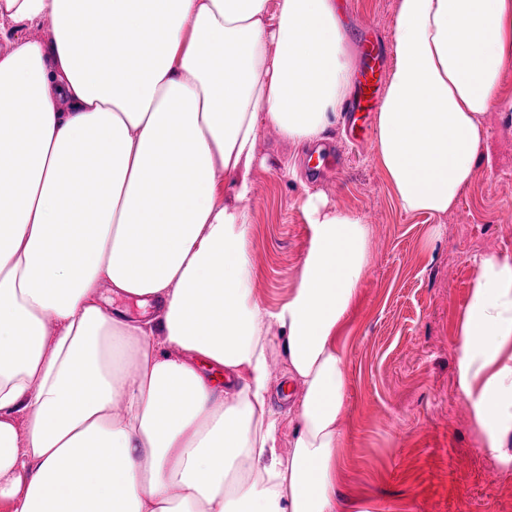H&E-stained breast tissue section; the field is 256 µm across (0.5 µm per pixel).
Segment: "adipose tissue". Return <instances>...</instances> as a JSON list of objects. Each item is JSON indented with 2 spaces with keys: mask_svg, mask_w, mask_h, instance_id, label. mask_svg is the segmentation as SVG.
I'll use <instances>...</instances> for the list:
<instances>
[{
  "mask_svg": "<svg viewBox=\"0 0 512 512\" xmlns=\"http://www.w3.org/2000/svg\"><path fill=\"white\" fill-rule=\"evenodd\" d=\"M0 505L7 512H354L346 351L370 227L307 196L310 244L276 309L255 296L261 125L314 144L355 91L336 0H0ZM512 0H398L377 159L401 209L473 182L512 112ZM229 178L220 188L216 175ZM456 372L485 444L512 434V255L480 259ZM150 301L148 321L103 288ZM300 388L277 446L270 359ZM53 26L51 27V20L46 18L40 23L33 26H7L0 32V45L3 46L6 40H28V39H47Z\"/></svg>",
  "mask_w": 512,
  "mask_h": 512,
  "instance_id": "adipose-tissue-1",
  "label": "adipose tissue"
}]
</instances>
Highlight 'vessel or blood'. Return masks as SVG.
I'll use <instances>...</instances> for the list:
<instances>
[{
  "mask_svg": "<svg viewBox=\"0 0 512 512\" xmlns=\"http://www.w3.org/2000/svg\"><path fill=\"white\" fill-rule=\"evenodd\" d=\"M361 55L362 64L357 75L358 92L346 105L344 112L350 139L363 144L368 140L367 120L380 102L379 90L369 89L368 83L381 78L376 63L381 60L382 53L379 46L366 40L361 44Z\"/></svg>",
  "mask_w": 512,
  "mask_h": 512,
  "instance_id": "b4317fda",
  "label": "vessel or blood"
}]
</instances>
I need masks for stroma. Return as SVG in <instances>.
Listing matches in <instances>:
<instances>
[{
	"mask_svg": "<svg viewBox=\"0 0 512 512\" xmlns=\"http://www.w3.org/2000/svg\"><path fill=\"white\" fill-rule=\"evenodd\" d=\"M352 37L376 34L391 53L396 0H341ZM341 147L344 166L311 180L307 146L283 143L261 127L263 165L248 206L259 301L276 307L295 288L309 244L307 195L354 210L371 226V267L342 334L348 413L342 422L345 490L367 512H512V461L485 448L456 377V335L478 277V261L512 254V122L491 112L481 162L456 208L437 218L408 214L379 170L374 143L353 144L343 127L322 141ZM294 167L287 176L284 166ZM278 447L296 426L283 399L282 356L271 360Z\"/></svg>",
	"mask_w": 512,
	"mask_h": 512,
	"instance_id": "35a3bbf8",
	"label": "stroma"
}]
</instances>
